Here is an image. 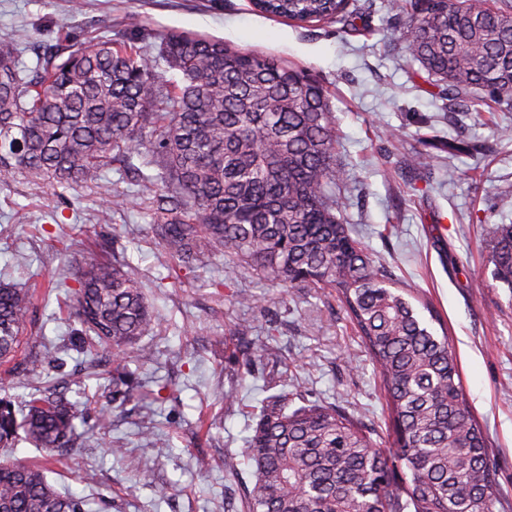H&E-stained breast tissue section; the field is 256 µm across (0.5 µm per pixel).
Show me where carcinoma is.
I'll list each match as a JSON object with an SVG mask.
<instances>
[{"label":"carcinoma","instance_id":"1","mask_svg":"<svg viewBox=\"0 0 512 512\" xmlns=\"http://www.w3.org/2000/svg\"><path fill=\"white\" fill-rule=\"evenodd\" d=\"M299 25L356 29L347 0H253ZM402 39L442 94L467 112L478 92L512 101V0H385ZM0 40V180L64 191L103 188L132 171L164 253L193 276L219 252L288 291L335 293L376 365L392 436L378 448L360 416L322 400L266 399L244 453L254 483L246 512H495L491 451L472 416L448 337L418 315L352 236L347 181L323 85L270 56L202 35L168 33L157 52L139 36L98 34L26 69ZM495 281L512 289V224L482 225ZM74 335L112 350V385L135 397L130 361L156 317L129 260L91 262L75 278ZM34 290L0 282V365L27 329ZM76 405L38 389L26 413L0 398V448L23 430L49 456L77 437ZM0 512H83L46 469L0 455Z\"/></svg>","mask_w":512,"mask_h":512}]
</instances>
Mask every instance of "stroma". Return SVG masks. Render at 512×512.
Here are the masks:
<instances>
[{"label":"stroma","mask_w":512,"mask_h":512,"mask_svg":"<svg viewBox=\"0 0 512 512\" xmlns=\"http://www.w3.org/2000/svg\"><path fill=\"white\" fill-rule=\"evenodd\" d=\"M357 31L336 23L305 26L254 10L251 0H0V38L24 30L23 65L36 64L59 38L81 39L96 28L120 29L137 18L146 45L171 31L198 33L228 46L272 56L318 79L328 93L338 137L337 161L348 175L344 221L377 265L391 272L437 318L457 358L473 416L482 425L504 512H512V290L496 282L484 223L512 224V142L496 138L512 125V104L462 113L428 82L389 19L383 0H349ZM393 130L390 138L382 130ZM455 137L480 152L440 154L430 172L407 159L428 139ZM119 182L126 199L105 209L97 190L59 192L17 178L0 181V280L42 282L90 260L128 257L142 270L144 293L158 327L144 336L151 355L128 365L138 406L112 405V354L73 346L55 298L37 297L0 387L15 406L33 387L57 385L80 405L89 430L62 462L18 440L13 459L45 466L49 480L83 501L85 512H242L251 483L243 457L254 407L299 382L300 394L361 411L380 447L392 439L375 364L334 295L314 288L282 290L255 272L228 269L213 254L200 279H176L140 205L134 182ZM233 275L254 295L253 308L234 304L213 282ZM262 353L245 361L235 337L241 322ZM55 351L43 373L30 357ZM123 446L124 456L112 454Z\"/></svg>","instance_id":"35a3bbf8"}]
</instances>
